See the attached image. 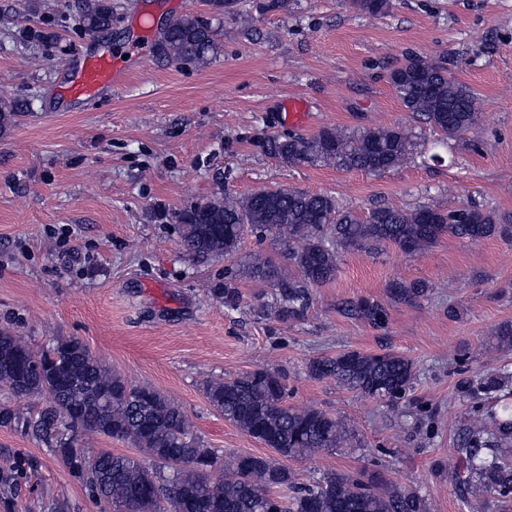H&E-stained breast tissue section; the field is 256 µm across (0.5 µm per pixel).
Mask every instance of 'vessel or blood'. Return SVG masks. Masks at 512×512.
I'll return each instance as SVG.
<instances>
[{"label":"vessel or blood","instance_id":"1","mask_svg":"<svg viewBox=\"0 0 512 512\" xmlns=\"http://www.w3.org/2000/svg\"><path fill=\"white\" fill-rule=\"evenodd\" d=\"M126 61L111 52L83 54L75 66L66 68V96L74 102L98 97L101 92L123 83L127 76Z\"/></svg>","mask_w":512,"mask_h":512}]
</instances>
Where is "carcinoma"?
Wrapping results in <instances>:
<instances>
[{
	"mask_svg": "<svg viewBox=\"0 0 512 512\" xmlns=\"http://www.w3.org/2000/svg\"><path fill=\"white\" fill-rule=\"evenodd\" d=\"M353 9L372 16L390 8V0H349ZM79 29L96 39L112 26L111 0H82ZM162 50L171 60L204 64L217 50L215 31L196 16L172 20ZM406 111L433 129L454 137L478 121L481 101L448 72L443 62L409 59L390 74ZM267 154L289 167L333 163L340 168L377 173L407 163L416 143L399 126L349 132L324 128L310 138L270 136ZM274 233L288 242V258L303 285L284 282L281 269L262 254L250 257L252 277L280 288L276 313L298 319L310 303L309 288L336 276L343 251H372L388 244L420 253L443 236L480 239L512 236L511 224L491 213L440 204L414 209L379 207L368 216L340 210L324 193L262 189L244 197L222 193L179 216L187 251L232 257L247 229ZM419 283L394 282L389 296L412 303L425 296ZM344 312L379 327L385 311L378 302H349ZM308 375L331 379L362 396L395 405L407 397L415 379L407 358L386 353L369 356L345 351L309 361ZM0 389L16 398L43 400L37 413L8 408L0 424L20 423L41 441H53L58 458L81 478L91 494L127 512H428L416 491L383 473L351 474L331 470L312 485H297L296 474L279 459L352 448L356 435L342 420L317 408L285 405L279 373L255 369L235 377L204 382L208 404L276 456L223 457L205 447L180 407L150 386L128 382L79 339L69 338L40 352L20 337L0 331ZM91 432L131 444L136 453L86 456L77 449L78 433ZM464 492L477 501L491 499L500 512L512 509V401L504 398L487 419L477 418L459 449ZM282 489L294 495L286 498Z\"/></svg>",
	"mask_w": 512,
	"mask_h": 512,
	"instance_id": "carcinoma-1",
	"label": "carcinoma"
}]
</instances>
